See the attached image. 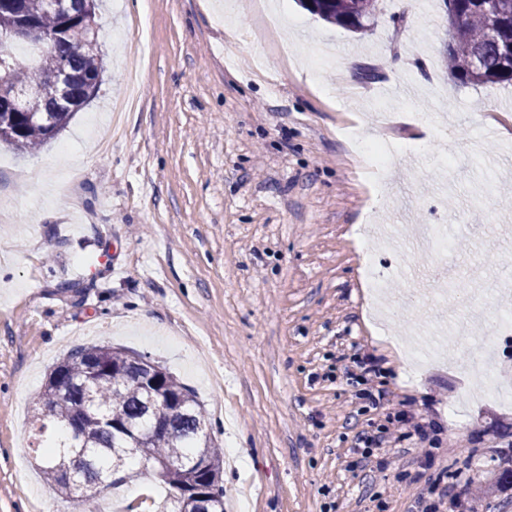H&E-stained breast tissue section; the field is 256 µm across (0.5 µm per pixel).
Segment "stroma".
Instances as JSON below:
<instances>
[{
	"label": "stroma",
	"mask_w": 512,
	"mask_h": 512,
	"mask_svg": "<svg viewBox=\"0 0 512 512\" xmlns=\"http://www.w3.org/2000/svg\"><path fill=\"white\" fill-rule=\"evenodd\" d=\"M98 24L97 96L34 157L0 146V512H113L33 464V401L93 344L195 393L230 512H417L436 485L439 512H512V405L464 366L493 351L512 388V86L447 73L443 0H379L359 33L298 0H101ZM352 128L398 145L378 192ZM437 224L448 252L411 249ZM435 289L483 331L451 343ZM403 409L428 440L359 446Z\"/></svg>",
	"instance_id": "stroma-1"
}]
</instances>
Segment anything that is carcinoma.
<instances>
[{"instance_id": "1", "label": "carcinoma", "mask_w": 512, "mask_h": 512, "mask_svg": "<svg viewBox=\"0 0 512 512\" xmlns=\"http://www.w3.org/2000/svg\"><path fill=\"white\" fill-rule=\"evenodd\" d=\"M323 21L362 32L373 23L378 0H297ZM448 30L443 51L449 71L474 85H512V0H499L497 12L478 0H445ZM98 0H70L65 15L45 0H0V35L26 24L56 31L54 44L26 59L9 47V66L0 80L29 95L18 112L0 113V142L21 156L37 153L57 137L90 102L103 83V57L96 21ZM69 73V104L59 103L55 74ZM34 435L51 439L40 452L39 472L51 490L66 493V476L100 485L107 473H141L164 485L167 512L224 510L222 451L207 433L206 412L195 396L160 364L110 345L80 348L48 374L33 409Z\"/></svg>"}]
</instances>
